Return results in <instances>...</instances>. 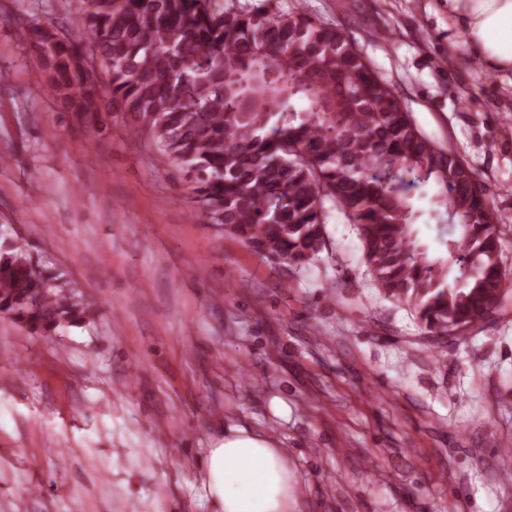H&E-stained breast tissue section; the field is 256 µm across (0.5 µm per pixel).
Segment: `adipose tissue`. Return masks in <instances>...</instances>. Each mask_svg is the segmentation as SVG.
<instances>
[{
	"mask_svg": "<svg viewBox=\"0 0 512 512\" xmlns=\"http://www.w3.org/2000/svg\"><path fill=\"white\" fill-rule=\"evenodd\" d=\"M466 47L489 71L512 72V0H448ZM202 486L217 512H288V460L268 438L228 429L205 457Z\"/></svg>",
	"mask_w": 512,
	"mask_h": 512,
	"instance_id": "1",
	"label": "adipose tissue"
}]
</instances>
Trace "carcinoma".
<instances>
[{
	"label": "carcinoma",
	"instance_id": "obj_1",
	"mask_svg": "<svg viewBox=\"0 0 512 512\" xmlns=\"http://www.w3.org/2000/svg\"><path fill=\"white\" fill-rule=\"evenodd\" d=\"M80 8L72 9V3ZM76 41L19 28L51 90L85 124L111 101L176 164L188 199L265 258L299 271L326 239V204L356 226L377 288L437 336L499 303L494 210L476 174L426 136L393 87L342 29L294 10L226 0H70ZM434 188L431 219L448 225V258L417 237L415 191ZM0 312L32 335L79 326L92 303L68 279L36 270L29 248L0 244Z\"/></svg>",
	"mask_w": 512,
	"mask_h": 512
}]
</instances>
